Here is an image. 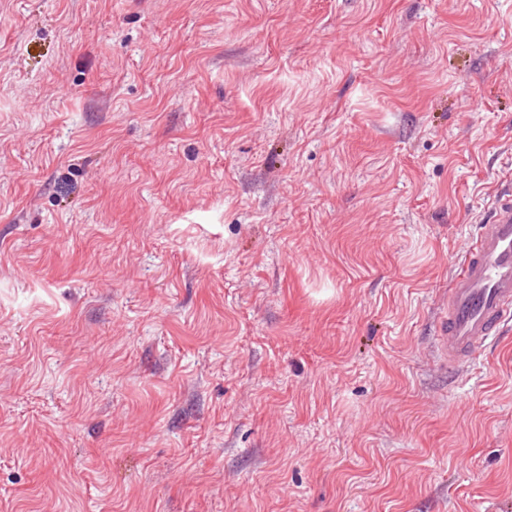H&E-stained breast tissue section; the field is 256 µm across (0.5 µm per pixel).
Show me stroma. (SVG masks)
<instances>
[{"label":"stroma","mask_w":512,"mask_h":512,"mask_svg":"<svg viewBox=\"0 0 512 512\" xmlns=\"http://www.w3.org/2000/svg\"><path fill=\"white\" fill-rule=\"evenodd\" d=\"M509 175L512 0H0V512H512ZM448 285L436 342L445 367L461 369L512 320V187L498 190L475 220Z\"/></svg>","instance_id":"obj_1"}]
</instances>
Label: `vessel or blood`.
<instances>
[{"label": "vessel or blood", "instance_id": "vessel-or-blood-1", "mask_svg": "<svg viewBox=\"0 0 512 512\" xmlns=\"http://www.w3.org/2000/svg\"><path fill=\"white\" fill-rule=\"evenodd\" d=\"M475 223L439 315L437 355L457 370L512 322V187L498 190Z\"/></svg>", "mask_w": 512, "mask_h": 512}]
</instances>
